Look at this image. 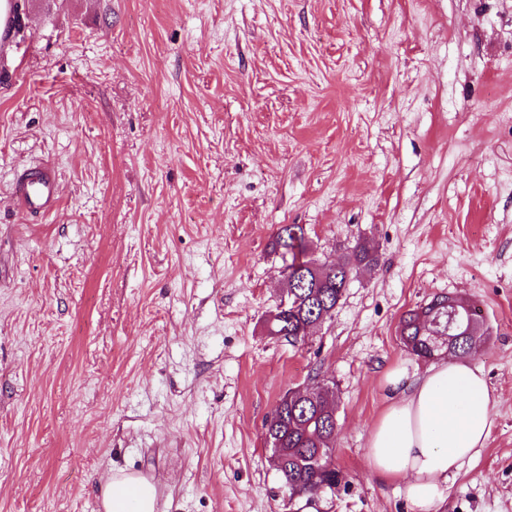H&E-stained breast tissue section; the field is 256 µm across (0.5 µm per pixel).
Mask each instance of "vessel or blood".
I'll return each instance as SVG.
<instances>
[{"mask_svg":"<svg viewBox=\"0 0 512 512\" xmlns=\"http://www.w3.org/2000/svg\"><path fill=\"white\" fill-rule=\"evenodd\" d=\"M20 26L17 0H0V44L15 43ZM12 195L20 210L28 217H43L59 204L57 171L48 164L23 170L16 178Z\"/></svg>","mask_w":512,"mask_h":512,"instance_id":"vessel-or-blood-1","label":"vessel or blood"}]
</instances>
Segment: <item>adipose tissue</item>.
<instances>
[{
  "label": "adipose tissue",
  "mask_w": 512,
  "mask_h": 512,
  "mask_svg": "<svg viewBox=\"0 0 512 512\" xmlns=\"http://www.w3.org/2000/svg\"><path fill=\"white\" fill-rule=\"evenodd\" d=\"M392 400L374 424L367 464L379 479L399 484L415 512H438L450 474L477 457L489 436L495 396L481 367L443 357L413 383L388 373ZM156 489L133 474L111 475L105 512H155Z\"/></svg>",
  "instance_id": "1"
}]
</instances>
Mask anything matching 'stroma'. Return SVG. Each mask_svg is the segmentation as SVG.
Instances as JSON below:
<instances>
[{
	"label": "stroma",
	"instance_id": "stroma-1",
	"mask_svg": "<svg viewBox=\"0 0 512 512\" xmlns=\"http://www.w3.org/2000/svg\"><path fill=\"white\" fill-rule=\"evenodd\" d=\"M0 59V512H301L264 421L320 375L342 480L317 512H414L366 464L398 335L470 299L497 402L443 512H512V0H21ZM60 206L31 222L18 169ZM376 263L302 344L269 336L280 225ZM12 195L20 210L30 218L44 217L59 204L57 171L48 164L23 170L16 178ZM156 489L148 479L133 474H113L104 487L105 512H155Z\"/></svg>",
	"mask_w": 512,
	"mask_h": 512
}]
</instances>
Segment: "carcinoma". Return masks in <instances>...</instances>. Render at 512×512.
Returning a JSON list of instances; mask_svg holds the SVG:
<instances>
[{
	"mask_svg": "<svg viewBox=\"0 0 512 512\" xmlns=\"http://www.w3.org/2000/svg\"><path fill=\"white\" fill-rule=\"evenodd\" d=\"M280 256H288L287 310L266 321L269 335L286 340L291 345L304 341L300 331L308 326L317 328L331 317L342 299L347 273H354L375 261L371 249L358 244L336 266L325 270L312 255L306 231L301 224H283L274 240ZM446 296L435 295L427 303L406 311L398 330L406 350L430 359L441 351L464 357L477 350L483 333L457 336L446 345L448 325ZM275 406L272 419L264 422L266 445L270 451V466L276 472L288 499L315 494L336 484V468L328 461L329 443L335 428L336 403L325 398L320 389L313 399L288 390Z\"/></svg>",
	"mask_w": 512,
	"mask_h": 512,
	"instance_id": "cac0c4a2",
	"label": "carcinoma"
}]
</instances>
